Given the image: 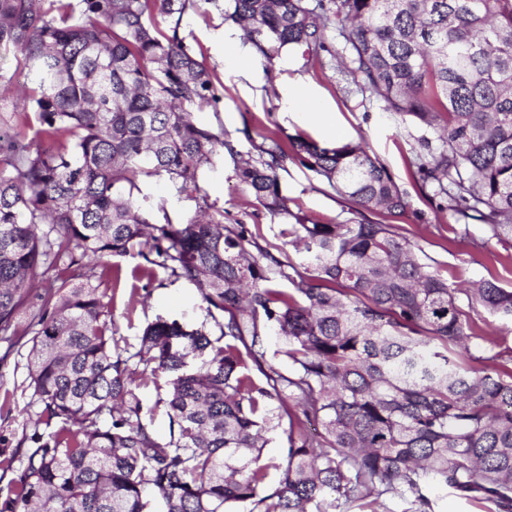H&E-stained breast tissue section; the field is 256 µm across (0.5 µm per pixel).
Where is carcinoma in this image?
I'll use <instances>...</instances> for the list:
<instances>
[{
	"mask_svg": "<svg viewBox=\"0 0 512 512\" xmlns=\"http://www.w3.org/2000/svg\"><path fill=\"white\" fill-rule=\"evenodd\" d=\"M195 2L0 0V59L30 82L11 117L40 124L35 138L0 136V339L29 337L37 423L54 427L30 437L0 512H358L385 497L435 512L431 485L512 512V370L470 353L488 338L466 312L512 320V288H453L394 225L369 222L410 199L361 142L264 136L236 176L294 220L305 259L251 252L252 232L210 212L202 187L224 128L192 116L218 103L180 36ZM225 16L269 62L287 46L315 59L335 29L386 110L437 134L413 146L437 208L512 238V0H225ZM290 158L361 218L291 211L278 181ZM151 179L195 200V216L151 222L139 198ZM133 252L196 284L216 331L159 317L135 351L119 348L100 290L119 271L93 261ZM272 334L286 375L266 358ZM148 379L164 391L152 406ZM281 408L273 468L262 449ZM288 429V418L284 416L281 421V428L277 432L269 434V442L263 449L262 459L271 464L278 465L282 462L284 448L287 446L286 434L283 432Z\"/></svg>",
	"mask_w": 512,
	"mask_h": 512,
	"instance_id": "1",
	"label": "carcinoma"
}]
</instances>
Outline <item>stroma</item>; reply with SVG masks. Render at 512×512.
Segmentation results:
<instances>
[{"label": "stroma", "mask_w": 512, "mask_h": 512, "mask_svg": "<svg viewBox=\"0 0 512 512\" xmlns=\"http://www.w3.org/2000/svg\"><path fill=\"white\" fill-rule=\"evenodd\" d=\"M237 32V24L225 18L223 7L209 0L188 10L182 21L181 34L209 70L220 97L216 108L194 111L193 118L202 126L224 128L225 147L215 168L205 171L203 185L209 203L223 211L225 223L254 226L258 245L276 255L287 254L292 263L302 262V253L288 249L284 243L281 219L267 214L235 176L236 166L256 155L266 135L282 139L301 135L319 145H329L323 128L285 100V92L300 84L330 112L344 141L364 142L369 153L409 192L411 207L404 215L376 211L369 213V221L394 225L400 236L419 245L450 286L464 288L472 281L493 278L501 286L512 288V241H498L475 220L470 221L468 230H461L420 190L411 161L412 145L421 135V127L410 117L386 111L369 91L363 90L361 75L345 74L351 52L343 37L328 30V49L315 60L306 59L298 51H285L269 63L250 46L246 52L252 66L229 69L224 64V42L235 38ZM279 184L290 210L315 222L341 224L354 217L356 205L351 199L294 161H287L285 169L280 170ZM140 199L157 222L166 214L179 222L196 210L195 201L172 199L167 184L158 179L142 184ZM161 203L166 205V212H158ZM108 263L121 269L117 287L108 288L105 297L119 343L138 344L144 328L160 317L182 323L203 320L204 304L196 285L172 281L160 268L153 281L133 278L132 270L144 263L136 255L112 257ZM471 318L478 334L494 340L496 351L502 354L501 364L512 368V322L491 317L480 309L472 311ZM29 350L24 337L12 347L0 341V455L4 457L20 454V442L34 432L38 407L28 387Z\"/></svg>", "instance_id": "obj_1"}]
</instances>
